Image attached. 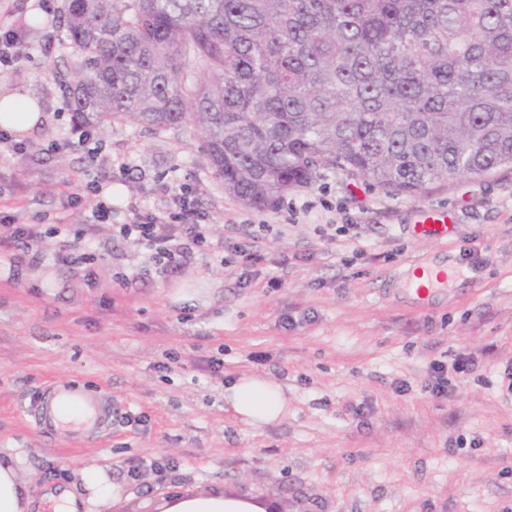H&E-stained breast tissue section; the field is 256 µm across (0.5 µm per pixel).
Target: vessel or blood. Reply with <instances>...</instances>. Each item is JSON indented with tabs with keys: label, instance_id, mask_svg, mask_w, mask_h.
Listing matches in <instances>:
<instances>
[{
	"label": "vessel or blood",
	"instance_id": "1",
	"mask_svg": "<svg viewBox=\"0 0 512 512\" xmlns=\"http://www.w3.org/2000/svg\"><path fill=\"white\" fill-rule=\"evenodd\" d=\"M450 230L444 214L429 215L426 223L415 227L417 235L437 238L446 237ZM33 420L44 433L57 430L69 432L75 438H97L112 423V402L69 383H54L36 404Z\"/></svg>",
	"mask_w": 512,
	"mask_h": 512
}]
</instances>
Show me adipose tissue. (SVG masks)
Segmentation results:
<instances>
[{"label":"adipose tissue","instance_id":"adipose-tissue-1","mask_svg":"<svg viewBox=\"0 0 512 512\" xmlns=\"http://www.w3.org/2000/svg\"><path fill=\"white\" fill-rule=\"evenodd\" d=\"M42 121L35 100L19 94L0 96V128L20 137L33 136ZM224 401L234 416L258 426L279 421L288 400L278 382L255 375L238 377L224 390ZM33 493L15 462L0 460V512H31ZM160 512H265L245 496L216 491L206 495H180L163 500Z\"/></svg>","mask_w":512,"mask_h":512}]
</instances>
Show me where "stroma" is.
Wrapping results in <instances>:
<instances>
[{
	"instance_id": "obj_1",
	"label": "stroma",
	"mask_w": 512,
	"mask_h": 512,
	"mask_svg": "<svg viewBox=\"0 0 512 512\" xmlns=\"http://www.w3.org/2000/svg\"><path fill=\"white\" fill-rule=\"evenodd\" d=\"M15 3L34 51L0 68V87L35 95L47 122L0 160V212L55 217L77 178L121 192L85 263L58 262L62 239L48 236L39 263L0 276V457L35 491L67 483L81 497L80 470L102 467L118 492L110 512L215 489L285 512H512V395L499 384L512 369V168L414 195L329 173L254 208L225 191L189 125L113 126L93 162L51 152L73 125L59 88L73 59L60 45L36 53L62 20ZM178 184L200 187L215 245L162 274L112 227L128 222L129 200L153 207ZM433 209L452 216L448 238L415 234ZM258 224L268 230L245 270L233 248ZM418 264L467 274L420 303L403 286ZM460 353L477 370L432 397L430 361ZM242 375L281 383L285 417L256 427L226 412L224 389ZM59 381L110 397L103 442L37 430L30 411ZM137 459L160 468L132 479Z\"/></svg>"
}]
</instances>
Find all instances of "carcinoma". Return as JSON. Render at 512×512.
<instances>
[{"label": "carcinoma", "instance_id": "carcinoma-1", "mask_svg": "<svg viewBox=\"0 0 512 512\" xmlns=\"http://www.w3.org/2000/svg\"><path fill=\"white\" fill-rule=\"evenodd\" d=\"M75 121L193 125L250 207L512 167V0H68Z\"/></svg>", "mask_w": 512, "mask_h": 512}]
</instances>
